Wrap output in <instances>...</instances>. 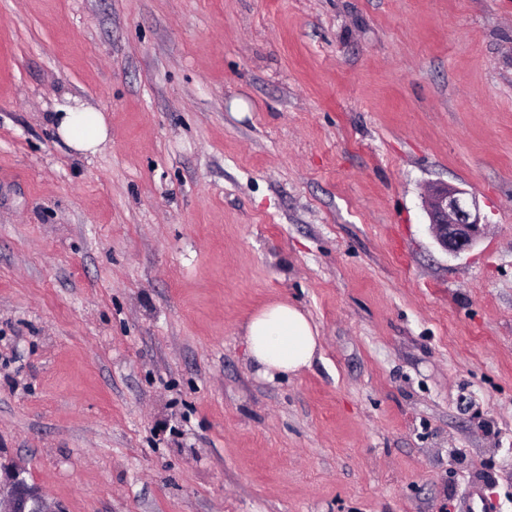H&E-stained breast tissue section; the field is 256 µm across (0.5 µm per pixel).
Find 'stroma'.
<instances>
[{
    "mask_svg": "<svg viewBox=\"0 0 512 512\" xmlns=\"http://www.w3.org/2000/svg\"><path fill=\"white\" fill-rule=\"evenodd\" d=\"M278 300L321 354L270 381ZM0 458L62 512H512V0H0ZM53 113L54 134L76 152L95 154L109 139V127L102 112L78 103H63ZM424 208L434 240L448 255L457 256L480 243L487 222L475 193L434 183L424 196ZM242 330L251 361L270 381L309 368L321 351L317 325L287 301L274 302L254 313Z\"/></svg>",
    "mask_w": 512,
    "mask_h": 512,
    "instance_id": "1",
    "label": "stroma"
}]
</instances>
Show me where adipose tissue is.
Masks as SVG:
<instances>
[{
	"label": "adipose tissue",
	"mask_w": 512,
	"mask_h": 512,
	"mask_svg": "<svg viewBox=\"0 0 512 512\" xmlns=\"http://www.w3.org/2000/svg\"><path fill=\"white\" fill-rule=\"evenodd\" d=\"M54 134L74 151L96 153L109 138L103 113L79 105H57ZM242 330L259 374L275 380L310 367L321 351L317 325L296 305L278 301L251 315Z\"/></svg>",
	"instance_id": "ef3b65f1"
}]
</instances>
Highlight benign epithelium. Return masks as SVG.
I'll list each match as a JSON object with an SVG mask.
<instances>
[{
  "instance_id": "7a95c632",
  "label": "benign epithelium",
  "mask_w": 512,
  "mask_h": 512,
  "mask_svg": "<svg viewBox=\"0 0 512 512\" xmlns=\"http://www.w3.org/2000/svg\"><path fill=\"white\" fill-rule=\"evenodd\" d=\"M431 233L438 246L456 256L477 246L487 222L475 193L448 183H434L424 196ZM0 512H60L27 482L23 469L0 462Z\"/></svg>"
}]
</instances>
